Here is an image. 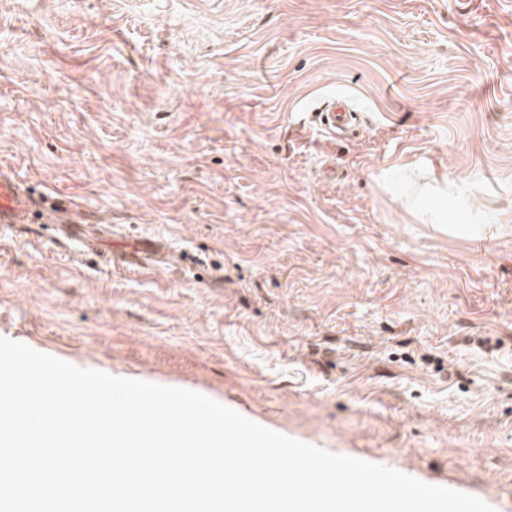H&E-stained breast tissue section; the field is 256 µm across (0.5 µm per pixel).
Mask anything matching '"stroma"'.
Segmentation results:
<instances>
[{
    "mask_svg": "<svg viewBox=\"0 0 512 512\" xmlns=\"http://www.w3.org/2000/svg\"><path fill=\"white\" fill-rule=\"evenodd\" d=\"M1 166L170 263L1 227L0 337L512 512V0H0ZM360 113L355 112L341 98L332 97L321 103L318 112L319 127L326 133L336 136L339 132L360 123ZM432 172L427 167H418L409 177V196L421 199L433 195L439 186H433ZM126 248L133 249L134 253H141L138 255L139 259L137 266L145 268H156L159 264L167 262V254L165 248L157 241L146 239L141 242V247L138 248L133 244H128Z\"/></svg>",
    "mask_w": 512,
    "mask_h": 512,
    "instance_id": "35a3bbf8",
    "label": "stroma"
}]
</instances>
